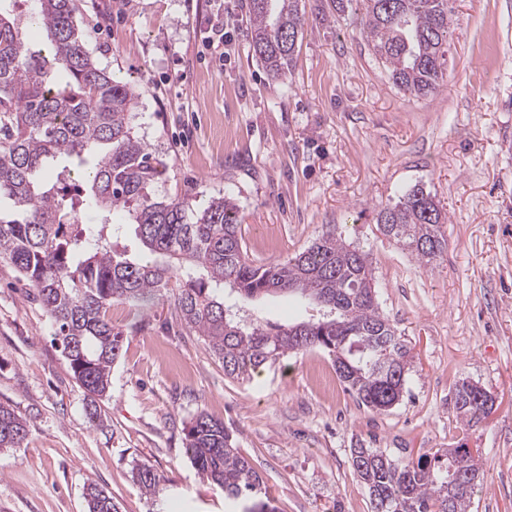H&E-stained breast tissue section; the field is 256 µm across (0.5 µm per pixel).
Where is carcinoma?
Segmentation results:
<instances>
[{"label":"carcinoma","mask_w":512,"mask_h":512,"mask_svg":"<svg viewBox=\"0 0 512 512\" xmlns=\"http://www.w3.org/2000/svg\"><path fill=\"white\" fill-rule=\"evenodd\" d=\"M362 34L399 89L427 98L445 76L454 31L450 0H361ZM75 0H32L24 14L0 13V199L13 214L0 216V259L9 261L47 313L55 340L90 402L89 419L109 389L122 350L112 327L115 302L139 303L179 282L180 320L222 360L224 375L245 380L268 363L319 348L332 357L346 390L362 405L385 411L399 404L413 368L410 349L376 300L368 253L333 232L318 237L285 263L249 261L239 209L229 197L201 211L184 201L157 199L153 186L165 164L133 134L134 86L100 69L75 24ZM249 52L268 76L291 73L305 13L299 0H247ZM37 24L44 45L26 40ZM123 212L142 246L167 264L128 257L113 244L112 213ZM434 196L416 184L378 213L383 234L430 265L448 251L445 224ZM246 300L265 295H320L327 317L293 326L233 318L224 285ZM481 388H455L457 415L479 420ZM27 419L0 405V448H21ZM185 449L201 477L245 512H274L261 500L262 479L232 443L224 423L194 415ZM352 464L374 512H469L480 479L479 456L450 448L402 462L356 448ZM144 494H159L148 465L133 470ZM88 512H118L103 488L86 486Z\"/></svg>","instance_id":"carcinoma-1"}]
</instances>
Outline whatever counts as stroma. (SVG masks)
<instances>
[{
	"label": "stroma",
	"instance_id": "35a3bbf8",
	"mask_svg": "<svg viewBox=\"0 0 512 512\" xmlns=\"http://www.w3.org/2000/svg\"><path fill=\"white\" fill-rule=\"evenodd\" d=\"M79 4L94 60L138 91L133 132L167 167L155 196L197 211L232 197L258 265L329 229L364 247L380 310L414 362L402 401L381 412L345 390L320 350L229 378L164 288L112 305L122 350L93 423L46 312L2 260L0 403L30 434L25 447L0 449V512H87L91 482L119 512H155L132 479L141 463L161 479L165 512H230L184 452L185 424L201 411L224 422L275 512H372L352 466L360 446L394 459L479 450L471 512H512V0H451L445 81L425 99L391 84L360 11L336 0H300L308 23L281 81L249 53L244 0ZM213 19L232 38L227 54L205 40ZM417 183L448 217V253L428 266L377 226L380 209ZM316 311L266 297L235 313L293 324ZM463 379L494 400L480 422L456 414Z\"/></svg>",
	"mask_w": 512,
	"mask_h": 512
}]
</instances>
